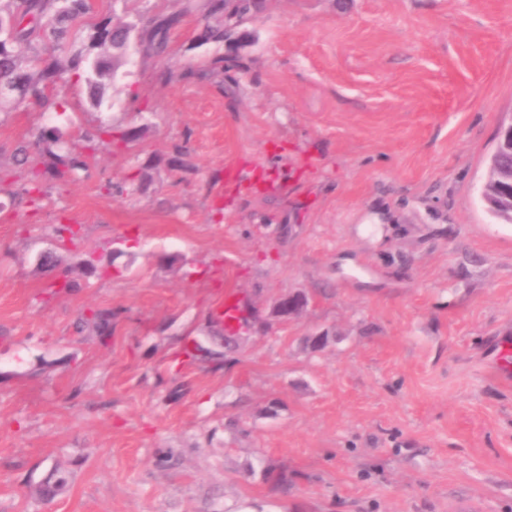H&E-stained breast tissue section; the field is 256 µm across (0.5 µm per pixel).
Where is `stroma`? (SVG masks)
<instances>
[{
  "label": "stroma",
  "instance_id": "35a3bbf8",
  "mask_svg": "<svg viewBox=\"0 0 512 512\" xmlns=\"http://www.w3.org/2000/svg\"><path fill=\"white\" fill-rule=\"evenodd\" d=\"M160 10L167 56L132 55L101 107L70 81L0 114V512H512L491 364L512 224L480 197L512 124V0H264L237 46L206 40L207 0ZM99 125L138 135L12 201L20 143ZM129 176L144 190L106 192ZM62 218L85 250L57 249ZM229 294L241 349L192 360L223 350ZM104 308L111 335L81 328Z\"/></svg>",
  "mask_w": 512,
  "mask_h": 512
}]
</instances>
